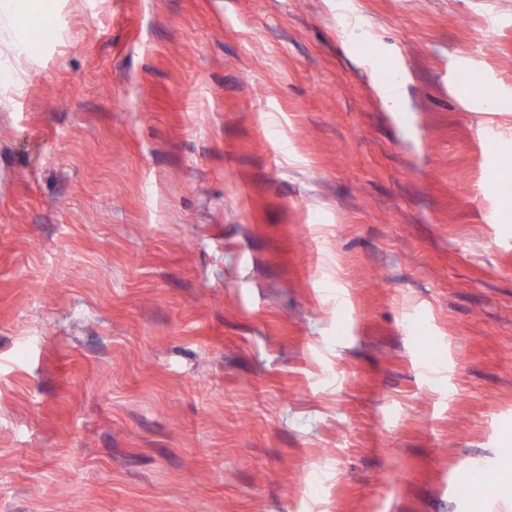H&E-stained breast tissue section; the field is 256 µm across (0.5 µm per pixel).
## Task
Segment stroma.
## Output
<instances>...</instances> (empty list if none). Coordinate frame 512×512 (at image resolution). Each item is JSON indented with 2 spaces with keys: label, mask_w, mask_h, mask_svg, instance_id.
I'll return each instance as SVG.
<instances>
[{
  "label": "stroma",
  "mask_w": 512,
  "mask_h": 512,
  "mask_svg": "<svg viewBox=\"0 0 512 512\" xmlns=\"http://www.w3.org/2000/svg\"><path fill=\"white\" fill-rule=\"evenodd\" d=\"M1 16L0 512H512V0Z\"/></svg>",
  "instance_id": "obj_1"
}]
</instances>
